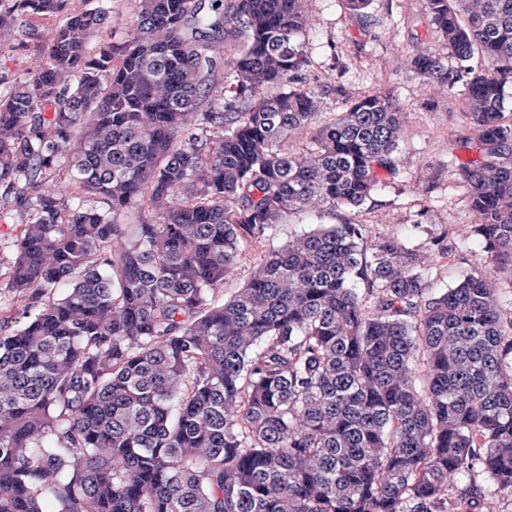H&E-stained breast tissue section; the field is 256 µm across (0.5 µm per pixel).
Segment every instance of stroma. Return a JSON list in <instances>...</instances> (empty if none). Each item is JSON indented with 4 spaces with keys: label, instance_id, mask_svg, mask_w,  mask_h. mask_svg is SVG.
I'll return each instance as SVG.
<instances>
[{
    "label": "stroma",
    "instance_id": "obj_1",
    "mask_svg": "<svg viewBox=\"0 0 512 512\" xmlns=\"http://www.w3.org/2000/svg\"><path fill=\"white\" fill-rule=\"evenodd\" d=\"M310 26L305 39L311 65L302 78L324 84L321 120L342 112L348 101L375 89L404 108L405 126L399 141L401 165L397 173H381V183L358 210H337V221L359 222L370 230L369 242L379 233L417 223L409 247L421 248L432 236L447 235L453 246L449 257L436 259L429 272V290L441 293L479 268L478 247L466 239L472 222L464 191L448 169L450 157L477 159L474 133L465 123L459 101L433 90L404 64L406 54L437 44L424 10V0H374L377 25L363 28L343 0H306ZM54 19L20 24L10 38L0 41V78L23 76L43 49ZM314 215L296 211L282 217L260 241L250 243L233 274L220 287L219 299L234 296L252 277L269 250L311 230Z\"/></svg>",
    "mask_w": 512,
    "mask_h": 512
}]
</instances>
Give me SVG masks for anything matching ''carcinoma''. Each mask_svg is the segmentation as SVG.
<instances>
[{"label": "carcinoma", "instance_id": "obj_1", "mask_svg": "<svg viewBox=\"0 0 512 512\" xmlns=\"http://www.w3.org/2000/svg\"><path fill=\"white\" fill-rule=\"evenodd\" d=\"M67 0H0V36ZM365 27L373 0H345ZM407 68L461 97L480 157L448 161L488 265L428 295L433 253L320 224L217 299L286 214L363 205L404 115L320 114L305 0H112L52 28L0 93V198L25 214L0 319V512H500L512 493V0H424ZM242 38L223 58L217 49ZM223 81H217L219 74ZM276 85L281 92L261 95ZM487 476L490 493L477 484ZM140 0H112V25L104 37L117 41L135 28L134 22L140 9Z\"/></svg>", "mask_w": 512, "mask_h": 512}]
</instances>
